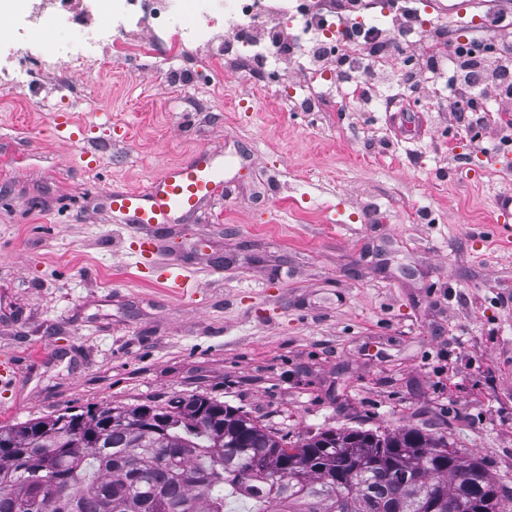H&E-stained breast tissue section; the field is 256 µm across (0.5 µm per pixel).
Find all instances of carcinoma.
<instances>
[{
	"label": "carcinoma",
	"mask_w": 512,
	"mask_h": 512,
	"mask_svg": "<svg viewBox=\"0 0 512 512\" xmlns=\"http://www.w3.org/2000/svg\"><path fill=\"white\" fill-rule=\"evenodd\" d=\"M142 406L102 407L0 425V512H512L485 459L413 428L326 430L286 440L203 395L156 407L172 423L146 430ZM242 427L219 433L224 414ZM66 427L82 445L44 455L36 437ZM154 459L134 456L146 437Z\"/></svg>",
	"instance_id": "1"
}]
</instances>
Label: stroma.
Listing matches in <instances>:
<instances>
[{
    "label": "stroma",
    "mask_w": 512,
    "mask_h": 512,
    "mask_svg": "<svg viewBox=\"0 0 512 512\" xmlns=\"http://www.w3.org/2000/svg\"><path fill=\"white\" fill-rule=\"evenodd\" d=\"M433 36H462L449 0H409ZM9 26L28 65L77 46L67 17ZM128 65L0 94V424L201 394L297 439L329 428L415 427L484 458L512 489V146L474 135L447 94L399 72L385 107L332 89L297 112L305 74L265 97L247 76L215 96L207 56ZM75 139H56L57 118ZM198 149L224 187L159 230L117 222L107 188H138ZM153 238L150 265L130 244ZM193 287L170 295L159 273Z\"/></svg>",
    "instance_id": "stroma-1"
}]
</instances>
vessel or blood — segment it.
<instances>
[{
    "instance_id": "b4317fda",
    "label": "vessel or blood",
    "mask_w": 512,
    "mask_h": 512,
    "mask_svg": "<svg viewBox=\"0 0 512 512\" xmlns=\"http://www.w3.org/2000/svg\"><path fill=\"white\" fill-rule=\"evenodd\" d=\"M222 165L214 155L199 149L167 167L143 189H108L104 198L113 212L128 224L164 227L175 215L197 211L220 184Z\"/></svg>"
}]
</instances>
